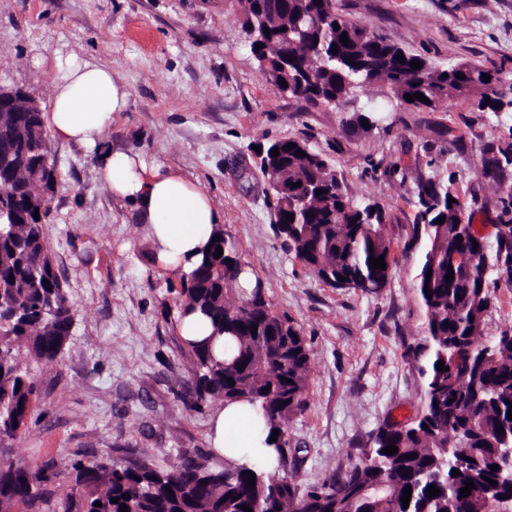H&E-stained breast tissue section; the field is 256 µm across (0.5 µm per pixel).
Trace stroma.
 Masks as SVG:
<instances>
[{"label":"stroma","instance_id":"obj_1","mask_svg":"<svg viewBox=\"0 0 512 512\" xmlns=\"http://www.w3.org/2000/svg\"><path fill=\"white\" fill-rule=\"evenodd\" d=\"M336 9L440 66L482 63L512 84V0H336ZM73 58L111 69L128 105L99 149L50 143L59 183L43 231L71 301L73 337L53 362L19 351L39 398L27 429L0 437V463L50 464L43 490L54 497L78 461L165 468L189 448L224 465L207 439L216 402L183 403L194 367L176 331L182 283L156 265L133 203L102 178V158L114 150L142 153L206 191L271 308L306 336L307 406L285 432L287 473L299 488L359 462L384 422L413 421L422 378L407 349L425 327L414 286V179L422 172L475 198L472 222L493 236L501 193L479 172L489 145L512 141V111L481 112L467 99L416 109L372 87L334 107L281 95L249 51L238 0H0V82L46 110L57 62ZM369 110V132L343 128ZM279 139L306 141L349 196L385 211L396 262L380 292L323 284L276 235L262 176L239 177L236 167L249 144ZM389 163L405 178L385 176Z\"/></svg>","mask_w":512,"mask_h":512}]
</instances>
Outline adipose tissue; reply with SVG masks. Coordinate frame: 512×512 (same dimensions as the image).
<instances>
[{"mask_svg":"<svg viewBox=\"0 0 512 512\" xmlns=\"http://www.w3.org/2000/svg\"><path fill=\"white\" fill-rule=\"evenodd\" d=\"M128 93L110 70L73 61L59 69L49 126L53 138L95 149L116 113L125 111ZM103 178L113 195L132 201L140 223L149 227L158 266L190 275L207 249L213 225L223 223L209 195L177 171L137 152L108 156ZM261 419L253 406L219 408L210 422L209 442L220 454L243 459L263 445Z\"/></svg>","mask_w":512,"mask_h":512,"instance_id":"adipose-tissue-1","label":"adipose tissue"}]
</instances>
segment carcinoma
I'll return each instance as SVG.
<instances>
[{"label": "carcinoma", "mask_w": 512, "mask_h": 512, "mask_svg": "<svg viewBox=\"0 0 512 512\" xmlns=\"http://www.w3.org/2000/svg\"><path fill=\"white\" fill-rule=\"evenodd\" d=\"M239 3L252 34L250 51L269 62L262 74L282 95L313 106H335L357 90L375 87L415 108L435 109L459 98L474 100L482 112L512 108V85L496 87L498 70L472 62L437 67L345 19L335 0ZM344 33L348 46L341 42ZM257 44L262 48L255 49ZM284 50L286 70L281 66ZM399 55L405 62L398 61ZM413 61L422 68H412ZM485 74L490 75L487 82ZM417 93L429 102L405 98ZM0 122L13 131H0V437H13L27 428L38 399L36 384L17 353L24 348L39 360L58 359L71 340L73 316L43 235V221L51 211L43 196L54 191L45 176H36L49 153L43 144V115L15 112L12 103L1 102ZM289 144L296 148L285 149ZM272 147L278 148V156L270 152ZM265 148L254 152L259 157L256 169L281 187L272 191L273 226L294 256L332 288L382 290L395 261L383 208L349 197L327 161L306 142L275 140ZM488 152L481 176L495 182L503 195L499 223L512 224V185L503 178L512 166V141L490 146ZM318 189L324 194L316 195ZM415 198L412 240L420 248L415 288L425 336L409 355L422 361V409L410 423L379 427L369 462L332 471L302 492L280 474L288 423L306 406L310 345L293 319L271 310L259 276L248 289L240 285V275L250 266L224 225L216 224L211 236L217 240L209 243L180 292L181 313H201L213 327L212 336L192 346L195 401L187 407L207 399L254 406L268 434L279 431L277 441L265 440L274 446L277 466L226 458L224 468L212 469L198 451L185 449L169 468L147 459L78 463L74 483L59 501L47 503L48 512H123L125 506L128 512H244L242 505L252 512H495L498 496L512 499V471L506 466L512 454V339L486 335L494 308L487 267H495L501 254L512 257V238H496L493 254L474 249L485 238L474 231L467 201L431 176L417 175ZM219 247L223 253L217 258ZM372 256L384 257L386 269H371ZM450 269L454 279L448 281ZM446 321L451 326H444ZM221 336L224 358L219 359L211 344ZM440 361L444 372L437 370ZM389 445L397 453L385 454ZM493 465L498 469L491 470ZM49 469L47 464L0 469V512L39 498ZM454 469L460 475L452 476ZM249 471L255 475L253 487L246 482ZM471 481V494L460 497V489ZM430 485L440 490L438 496H428ZM407 486L412 493L405 508Z\"/></svg>", "instance_id": "1"}]
</instances>
